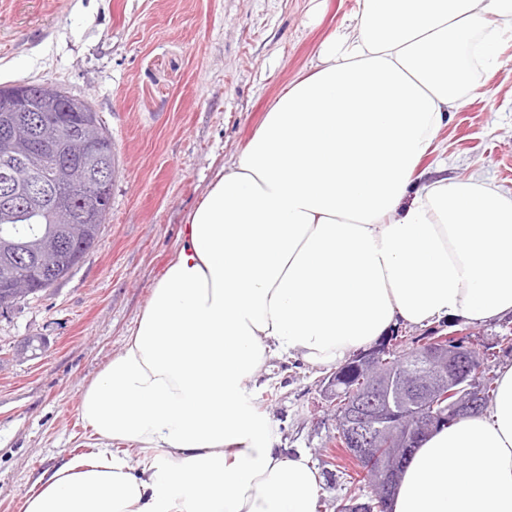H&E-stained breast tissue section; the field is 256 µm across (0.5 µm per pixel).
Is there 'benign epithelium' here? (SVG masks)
<instances>
[{"label": "benign epithelium", "mask_w": 512, "mask_h": 512, "mask_svg": "<svg viewBox=\"0 0 512 512\" xmlns=\"http://www.w3.org/2000/svg\"><path fill=\"white\" fill-rule=\"evenodd\" d=\"M112 178L109 169L98 176L99 209L111 204ZM46 191V186L10 171L0 187V204L10 206L22 199L32 207ZM458 337L430 336L420 349L391 366L384 358L387 348L374 347L357 357L371 383L344 387L332 376L322 385L321 395L330 404L344 398L336 438L359 464L379 512H389L399 462L416 448L422 434L451 416L472 415L479 408L482 393L474 358L459 347Z\"/></svg>", "instance_id": "benign-epithelium-1"}]
</instances>
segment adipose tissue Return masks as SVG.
I'll use <instances>...</instances> for the list:
<instances>
[{
  "label": "adipose tissue",
  "mask_w": 512,
  "mask_h": 512,
  "mask_svg": "<svg viewBox=\"0 0 512 512\" xmlns=\"http://www.w3.org/2000/svg\"><path fill=\"white\" fill-rule=\"evenodd\" d=\"M188 214L121 351L82 392L94 451L20 512H319L303 451L252 401L273 354L340 364L398 321L512 317V195L414 186L512 0H357ZM393 512H512V364L484 410L410 459Z\"/></svg>",
  "instance_id": "1"
}]
</instances>
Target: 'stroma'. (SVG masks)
Listing matches in <instances>:
<instances>
[{"label":"stroma","mask_w":512,"mask_h":512,"mask_svg":"<svg viewBox=\"0 0 512 512\" xmlns=\"http://www.w3.org/2000/svg\"><path fill=\"white\" fill-rule=\"evenodd\" d=\"M356 0H0V84L53 82L87 99L112 137V207L96 246L45 294L0 314V512H19L35 477L89 452L83 389L123 347L176 246L187 214L220 165L245 146L278 94L349 23ZM479 73L423 159L448 177L485 173L512 192V37ZM471 348H501L512 319L463 327ZM46 342L20 354L25 337ZM331 368L273 357L257 405L276 447L305 451L321 512L349 495L323 459L336 409L320 396Z\"/></svg>","instance_id":"1"}]
</instances>
